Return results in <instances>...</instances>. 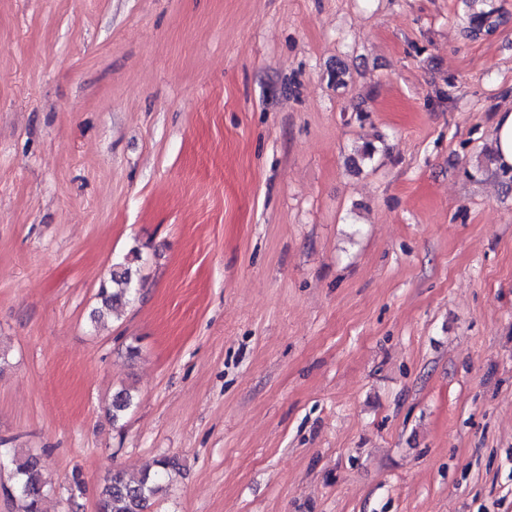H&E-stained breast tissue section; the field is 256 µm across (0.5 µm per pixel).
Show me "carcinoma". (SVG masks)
Returning a JSON list of instances; mask_svg holds the SVG:
<instances>
[{"label": "carcinoma", "mask_w": 512, "mask_h": 512, "mask_svg": "<svg viewBox=\"0 0 512 512\" xmlns=\"http://www.w3.org/2000/svg\"><path fill=\"white\" fill-rule=\"evenodd\" d=\"M493 10L478 9L469 17L467 31L477 34L492 28ZM141 284L136 279L132 267L126 264L116 265L110 278L100 284L98 298L101 307L93 314L98 320L106 314H116L129 304L138 292ZM134 404V395L126 388L115 392L112 396L110 411L112 422H118ZM13 464L16 478L8 494L22 503V512H42L43 502L47 495V484L41 473L38 457L14 451ZM178 463L170 457H161L154 466L132 475L122 468L112 470L102 488L98 500V512H151L154 498L163 490L161 480Z\"/></svg>", "instance_id": "cac0c4a2"}]
</instances>
